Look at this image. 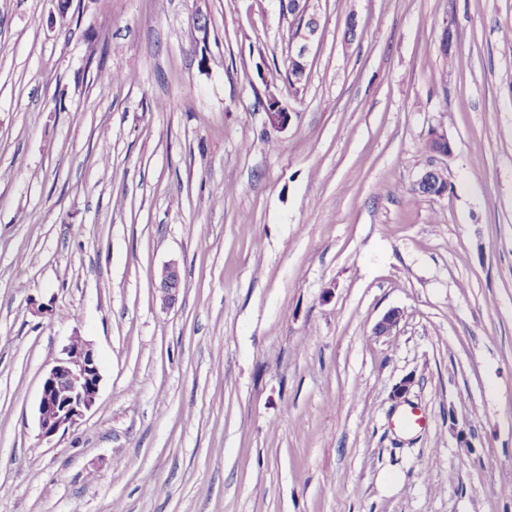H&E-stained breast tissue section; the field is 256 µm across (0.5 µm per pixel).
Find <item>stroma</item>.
Here are the masks:
<instances>
[{
  "mask_svg": "<svg viewBox=\"0 0 512 512\" xmlns=\"http://www.w3.org/2000/svg\"><path fill=\"white\" fill-rule=\"evenodd\" d=\"M308 11L292 86L280 0H0V512H512V0ZM306 12H307V6L305 7V13L303 16V20L301 22V19H299L298 24L301 23L300 29L297 34V29H292L290 31V41L294 39L292 45L295 44L296 49L295 53L293 55H290L288 60H291L295 62L299 68V70H302L304 73L308 70V61H307V54L309 50V44L314 40L317 31L318 26L315 27V23L317 22V19L314 16H311L310 19L307 22H311L308 26L305 25L306 21ZM182 287L180 280V271L176 262H169L165 264L159 274L157 290L159 292V299L163 308H169L176 300V287ZM47 373L37 419L42 438H52L75 426L96 402L101 380L92 346L77 333Z\"/></svg>",
  "mask_w": 512,
  "mask_h": 512,
  "instance_id": "obj_1",
  "label": "stroma"
}]
</instances>
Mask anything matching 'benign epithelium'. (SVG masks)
Wrapping results in <instances>:
<instances>
[{"label": "benign epithelium", "instance_id": "7a95c632", "mask_svg": "<svg viewBox=\"0 0 512 512\" xmlns=\"http://www.w3.org/2000/svg\"><path fill=\"white\" fill-rule=\"evenodd\" d=\"M317 19L310 17L309 24L300 25L295 37V53L289 60L295 62L302 71L308 70L307 54L309 44L314 40L318 28ZM428 141L432 155L449 157L453 146L447 135L438 130L432 131ZM180 281L177 263L165 264L159 274L157 290L164 308H169L176 300V287ZM401 320V312L391 310L386 313L376 327V333L390 336ZM101 380L97 357L92 346L76 334L63 349V357L58 359L47 373L41 389L37 408L40 436L52 438L61 431L75 426L96 402Z\"/></svg>", "mask_w": 512, "mask_h": 512}]
</instances>
